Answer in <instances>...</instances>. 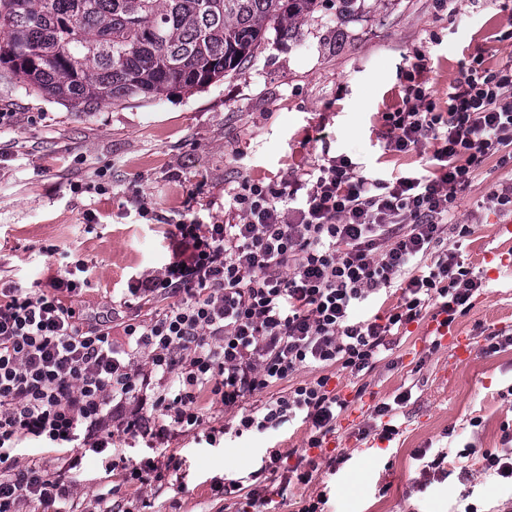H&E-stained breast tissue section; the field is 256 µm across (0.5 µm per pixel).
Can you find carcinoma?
I'll use <instances>...</instances> for the list:
<instances>
[{
    "label": "carcinoma",
    "mask_w": 512,
    "mask_h": 512,
    "mask_svg": "<svg viewBox=\"0 0 512 512\" xmlns=\"http://www.w3.org/2000/svg\"><path fill=\"white\" fill-rule=\"evenodd\" d=\"M316 0H0V67L80 112L210 86Z\"/></svg>",
    "instance_id": "obj_1"
}]
</instances>
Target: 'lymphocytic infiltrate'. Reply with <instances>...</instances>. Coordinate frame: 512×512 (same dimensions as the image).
Instances as JSON below:
<instances>
[{"label": "lymphocytic infiltrate", "mask_w": 512, "mask_h": 512, "mask_svg": "<svg viewBox=\"0 0 512 512\" xmlns=\"http://www.w3.org/2000/svg\"><path fill=\"white\" fill-rule=\"evenodd\" d=\"M382 120L389 150L434 142L426 173L387 181L324 153L267 181L226 184L223 217L178 221L164 270L130 278L136 314L89 318L72 303L80 281L67 275L0 289V512L37 502L64 512L89 452L126 483L167 485L182 478L181 458L131 461L120 445L205 428L202 396L231 410L284 382L287 391L234 425L207 428L206 438L213 444L302 419L309 451L288 475L311 481L318 465L309 452L322 448L348 406L324 368L365 375L386 337L431 309L451 324L483 286L444 241L448 232L473 231L456 223L454 203L475 170L492 157L512 162V56L493 67L470 56L446 111L412 85ZM403 275L395 307L356 317ZM164 296L170 304L155 308ZM310 367L320 376L290 385ZM146 405L162 423L143 413ZM24 439L55 450L56 467L35 456L19 462L13 451Z\"/></svg>", "instance_id": "f902f5d3"}]
</instances>
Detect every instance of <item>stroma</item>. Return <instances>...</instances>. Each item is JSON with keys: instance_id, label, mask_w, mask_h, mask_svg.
I'll use <instances>...</instances> for the list:
<instances>
[{"instance_id": "35a3bbf8", "label": "stroma", "mask_w": 512, "mask_h": 512, "mask_svg": "<svg viewBox=\"0 0 512 512\" xmlns=\"http://www.w3.org/2000/svg\"><path fill=\"white\" fill-rule=\"evenodd\" d=\"M511 30L512 9L498 0H320L296 40L267 29L259 53L236 73L158 102L74 112L0 74V113L13 115L0 125V284L29 287L79 258L87 272L75 304L125 316L128 308L113 303L129 278L161 270L171 256L166 223L142 218L141 205L168 221H206L223 214L226 182L274 178L325 152L365 174L418 173L429 147L389 152L382 113L398 107L415 74L447 107L462 62L476 52L491 65L511 55ZM102 175L109 191H91ZM511 179V165L486 160L456 199L457 220L474 234H448L449 250L484 279L451 325L471 355L449 341L434 344L428 314L389 337L365 376L330 367V385L349 406L322 449L312 450L322 467L310 484L267 486L269 512H300L320 494L325 512H512V484L485 472L480 456L502 451L503 428L512 426V346L488 349L491 335L512 336V271L501 265L512 254V234L502 230L512 214L489 200ZM405 391L399 433L382 440L371 429L373 409ZM306 437L298 419L265 434H228L214 446L199 432L178 436L168 450L184 459L186 477L159 491L124 483L90 455L71 512H94L97 491L112 486L124 497H148L149 512H242L246 494L264 484L265 449L294 457ZM441 451L438 473L430 464ZM336 452L344 461L328 468ZM224 478L239 489L219 499L211 486Z\"/></svg>"}]
</instances>
